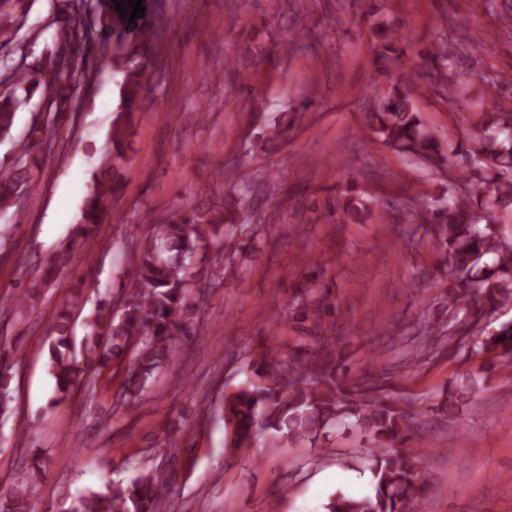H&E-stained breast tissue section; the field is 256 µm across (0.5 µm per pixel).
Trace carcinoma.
<instances>
[{
  "label": "carcinoma",
  "mask_w": 512,
  "mask_h": 512,
  "mask_svg": "<svg viewBox=\"0 0 512 512\" xmlns=\"http://www.w3.org/2000/svg\"><path fill=\"white\" fill-rule=\"evenodd\" d=\"M27 0H0V49H7L17 34L14 26L25 21ZM87 16L76 10L69 28L57 41L47 70L15 66L0 81V139L13 140L20 106L41 92L48 104L43 121L33 124L30 137L18 141L12 162L0 167V210L20 200L22 191L35 183L36 168L54 141L47 127L73 109L77 91L94 76L93 62L79 53L81 31ZM377 60L387 76L400 53L401 33L387 26L377 32ZM151 47L134 46L126 56L112 61L123 75L120 98L123 107L112 123L111 150L123 154L125 132L133 113L150 105L146 62ZM460 51L438 37L433 66L417 83L400 79L374 86L366 113L369 128L382 143L424 163L442 165L441 140L426 125L418 110V95L429 84L453 96L461 80L456 59ZM466 152L479 179L467 178L448 188L446 204L426 201L404 212L409 223L431 224L439 245L447 251L450 271L459 291L449 296L448 307L464 312L467 346L471 357L488 360L481 370L495 366L512 368V320L487 329L481 326L485 313L512 304V242L494 235L490 225L498 212L512 206V111L499 106L496 97L487 100L479 130L468 139ZM118 190L112 168L102 170L97 189L74 225L68 241L47 263L44 276L33 282L18 301L34 299L51 286L72 262L75 254L87 253L97 244L98 228L108 203ZM239 200L232 196L208 207L166 215H148L150 233L134 251V278L126 284L119 309L110 298H100L87 317L89 333L75 342L72 301L59 303L48 338L47 369L55 379L54 403L68 398L72 390L94 384L112 363L129 359L118 400L136 408L148 382L170 363L172 340L178 333L194 330L185 316L187 295L195 292L199 272L191 265L200 243L215 246V264L224 263L227 249L224 232L239 221ZM206 289L197 293L205 298ZM338 337L318 331L311 339L300 337L298 356L284 358L268 352L248 364L252 380L224 396V420L233 426L236 447L254 443L261 431L287 437L288 442L323 440L339 427H357L373 441L374 492L363 498L335 496L326 512H424L420 488L423 454L412 447L422 439L419 418L448 417L460 420L466 393L449 389L443 400L426 408L416 407L409 397L388 391L381 380L349 383L345 362L336 352ZM12 365L0 354V417L11 411ZM170 477L153 470H140L127 481H112L100 489H88L72 498L69 512H161L168 497ZM0 512H29L27 488L18 480L0 497Z\"/></svg>",
  "instance_id": "carcinoma-1"
}]
</instances>
